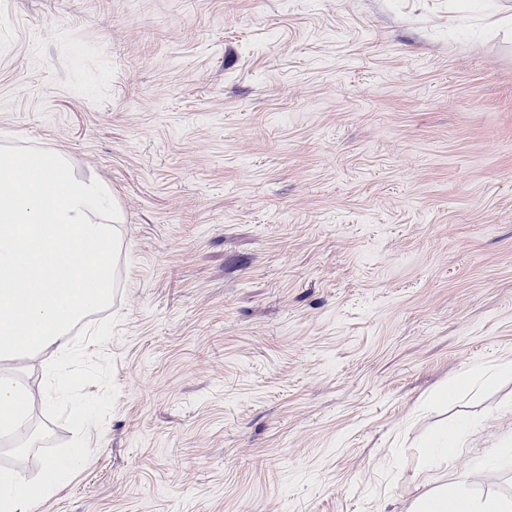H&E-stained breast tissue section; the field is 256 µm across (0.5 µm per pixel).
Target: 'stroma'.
Listing matches in <instances>:
<instances>
[{
  "label": "stroma",
  "mask_w": 512,
  "mask_h": 512,
  "mask_svg": "<svg viewBox=\"0 0 512 512\" xmlns=\"http://www.w3.org/2000/svg\"><path fill=\"white\" fill-rule=\"evenodd\" d=\"M1 148L64 153L119 230L80 357L21 369L44 395L27 479L87 446L35 512L496 495L512 0H0Z\"/></svg>",
  "instance_id": "stroma-1"
}]
</instances>
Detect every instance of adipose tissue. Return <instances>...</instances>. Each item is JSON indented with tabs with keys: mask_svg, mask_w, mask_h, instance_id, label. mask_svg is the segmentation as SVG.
Returning <instances> with one entry per match:
<instances>
[{
	"mask_svg": "<svg viewBox=\"0 0 512 512\" xmlns=\"http://www.w3.org/2000/svg\"><path fill=\"white\" fill-rule=\"evenodd\" d=\"M111 207L105 188L76 178L62 154L0 151V433L23 436L17 454L27 451L34 407L5 364L67 352L71 327L111 303L117 241ZM68 257L80 268L64 281L58 264ZM85 454L79 442L68 462H44L36 485L1 469L0 512H30ZM415 512H512V499L446 486L427 492Z\"/></svg>",
	"mask_w": 512,
	"mask_h": 512,
	"instance_id": "obj_1",
	"label": "adipose tissue"
}]
</instances>
